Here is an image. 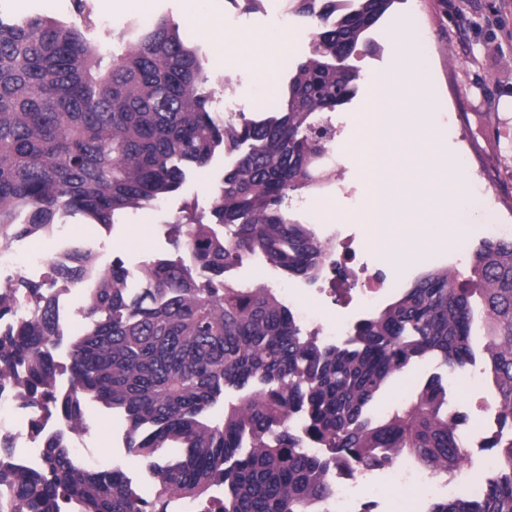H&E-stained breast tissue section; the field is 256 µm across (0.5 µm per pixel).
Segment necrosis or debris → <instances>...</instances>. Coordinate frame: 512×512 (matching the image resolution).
Masks as SVG:
<instances>
[{
    "label": "necrosis or debris",
    "mask_w": 512,
    "mask_h": 512,
    "mask_svg": "<svg viewBox=\"0 0 512 512\" xmlns=\"http://www.w3.org/2000/svg\"><path fill=\"white\" fill-rule=\"evenodd\" d=\"M331 141L336 146L335 152L329 155L334 175L316 192V199L337 200L351 196L358 208H365L366 197L353 194L343 177L346 164L356 156L349 123L334 124ZM312 231L318 240L335 243L336 249L325 255L320 275L287 282L280 299L303 335L316 336L326 345L336 346L359 323L361 315L383 308L400 283L397 275L389 276L371 269L369 258L377 242L373 235L360 233L345 215H337L332 223L313 225ZM48 239L53 244L48 253L34 244L21 249H1L0 273L18 267L26 274L36 275L45 268L47 256L62 258L68 254L70 247L64 226H57ZM19 412L20 405L14 394H0V436L12 439L16 463L33 466L40 455L39 442L29 436V426ZM483 470V465L469 460L463 468L440 475L419 460L406 456L394 466H379L367 472L335 462L327 467L330 495L318 512H363L361 500L365 497L371 498L377 512H388L390 502L380 495L381 488L388 483L414 487L424 501L461 491L473 492L481 485Z\"/></svg>",
    "instance_id": "1"
}]
</instances>
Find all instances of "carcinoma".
<instances>
[{
  "label": "carcinoma",
  "instance_id": "carcinoma-1",
  "mask_svg": "<svg viewBox=\"0 0 512 512\" xmlns=\"http://www.w3.org/2000/svg\"><path fill=\"white\" fill-rule=\"evenodd\" d=\"M395 0H309L296 13L317 19L310 57L288 67L282 110L260 120L225 121L208 109L211 79L194 46L167 19L132 24L124 52L109 54L79 26L35 15L0 17V233L37 236L64 214L110 228L130 210L177 191L189 170L229 147L248 150L220 180L210 216L193 209L175 221L186 257H158L131 294L117 262L103 271L75 249L49 264L40 283L17 276L0 286V390L25 406L56 412L63 427L42 432L38 465L23 467L0 438V512H314L328 495L326 463L299 451L287 430L301 414L306 434L354 468L414 456L433 470L459 467L464 453L448 419L446 393L430 382L409 408L373 425L364 408L412 359L439 354L462 368L480 347L502 427L499 474L479 500H442L429 512H512V239L486 240L470 258L474 289L434 268L377 314L347 347L301 335L271 288H243L231 273L256 251L292 276H314L331 244L293 222L289 193L314 191L328 168L318 116L348 104L357 69L346 64ZM93 282L83 312L90 326L71 342L70 382L57 387L61 336L58 282ZM479 294L485 318L474 319ZM264 387L224 405L229 387ZM89 401L122 414L127 447L158 477L160 506L137 497L121 466L87 469L71 456L68 433L85 428ZM250 437L251 448L239 453ZM161 448H181L159 463ZM224 486V497L211 488Z\"/></svg>",
  "mask_w": 512,
  "mask_h": 512
}]
</instances>
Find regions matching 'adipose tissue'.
I'll list each match as a JSON object with an SVG mask.
<instances>
[{
    "instance_id": "adipose-tissue-1",
    "label": "adipose tissue",
    "mask_w": 512,
    "mask_h": 512,
    "mask_svg": "<svg viewBox=\"0 0 512 512\" xmlns=\"http://www.w3.org/2000/svg\"><path fill=\"white\" fill-rule=\"evenodd\" d=\"M185 4L194 27L216 46L220 56L230 63L249 66L255 73L258 88L266 89L274 64L287 49V36L228 30L220 15L202 9L201 0H185Z\"/></svg>"
}]
</instances>
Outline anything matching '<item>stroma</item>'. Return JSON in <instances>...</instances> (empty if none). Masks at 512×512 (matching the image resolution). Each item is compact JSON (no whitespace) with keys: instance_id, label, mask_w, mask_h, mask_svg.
<instances>
[{"instance_id":"35a3bbf8","label":"stroma","mask_w":512,"mask_h":512,"mask_svg":"<svg viewBox=\"0 0 512 512\" xmlns=\"http://www.w3.org/2000/svg\"><path fill=\"white\" fill-rule=\"evenodd\" d=\"M90 22L83 31L87 39L111 53H121L126 33L136 12L106 10L102 0H85ZM0 15L20 18L46 15L73 23L78 19L73 0H0ZM414 21L416 35L433 63L435 90L441 102L432 115L435 131L448 143V162L461 170L468 183L471 201L477 205L473 221L460 242L441 250L449 269L455 270L458 283L470 287L468 260L483 240L493 235L498 224L512 225V0H395L390 12L368 33L352 60L359 72L358 91L346 109L360 116L369 94V74L391 64L388 31L402 16ZM212 81L209 109L224 113L223 87L227 84H252L246 66L230 69L219 65L214 45L188 32ZM235 156L215 154L211 162L188 175L182 187L165 198L161 207L129 211L103 228L87 223L82 215L64 217L78 237L90 238L104 261L122 258L133 268L143 259L171 256L175 248L169 236V223L186 207L208 210L211 195L225 171L233 167ZM154 224L159 236L151 252L130 248L143 225ZM439 381L451 393L466 427H482L481 414L471 408L476 397L493 399L491 381L473 386L468 378L456 377L441 356L428 354L412 361L397 374L365 409V416L379 422L394 413L404 412L418 392L430 381ZM85 438L95 440L92 453L97 466L107 469L121 465L131 480L133 491L145 500H155L158 485L136 452L113 447L107 435L112 429L111 410L96 405L86 411Z\"/></svg>"}]
</instances>
